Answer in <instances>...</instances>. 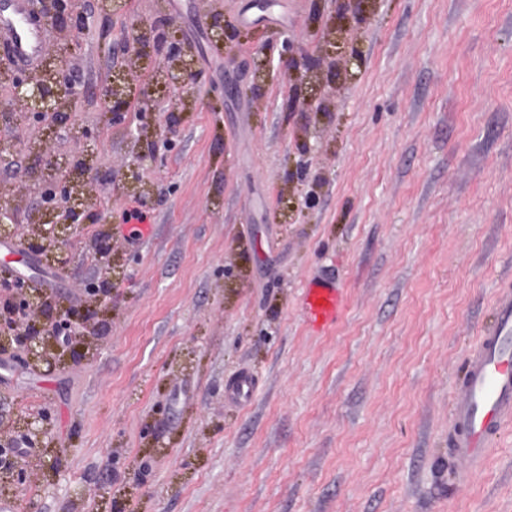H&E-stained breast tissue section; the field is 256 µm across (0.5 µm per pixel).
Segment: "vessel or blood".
<instances>
[{
	"label": "vessel or blood",
	"instance_id": "b4317fda",
	"mask_svg": "<svg viewBox=\"0 0 512 512\" xmlns=\"http://www.w3.org/2000/svg\"><path fill=\"white\" fill-rule=\"evenodd\" d=\"M0 39L15 64L32 66L43 57L47 33L32 0H0ZM344 296L329 283L309 284L303 299L307 322L326 329L339 319ZM451 451L469 464L479 463L491 443L512 421V289L503 288L491 323L471 347L465 375L452 405Z\"/></svg>",
	"mask_w": 512,
	"mask_h": 512
}]
</instances>
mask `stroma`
<instances>
[{"mask_svg": "<svg viewBox=\"0 0 512 512\" xmlns=\"http://www.w3.org/2000/svg\"><path fill=\"white\" fill-rule=\"evenodd\" d=\"M84 89L67 127L0 118V187L20 243L41 192L28 147L85 165L94 210L46 291L89 316L91 347L52 373L0 343V444L42 416L51 442L0 469L12 512H512V423L481 464L451 453L465 360L512 285V0H71ZM223 9V45L210 16ZM161 20L201 81L132 111L138 163L96 98L136 27ZM312 46L321 80L252 90L272 33ZM327 96V111L306 103ZM309 126V137L297 131ZM142 167L145 187L127 183ZM152 230L129 236L131 211ZM109 232L110 257L96 249ZM344 293L335 326L305 283ZM108 280L92 308L85 283ZM250 374L251 400L228 387ZM344 307V296L339 288L329 283H310L303 299L307 322L319 329L333 326Z\"/></svg>", "mask_w": 512, "mask_h": 512, "instance_id": "1", "label": "stroma"}]
</instances>
